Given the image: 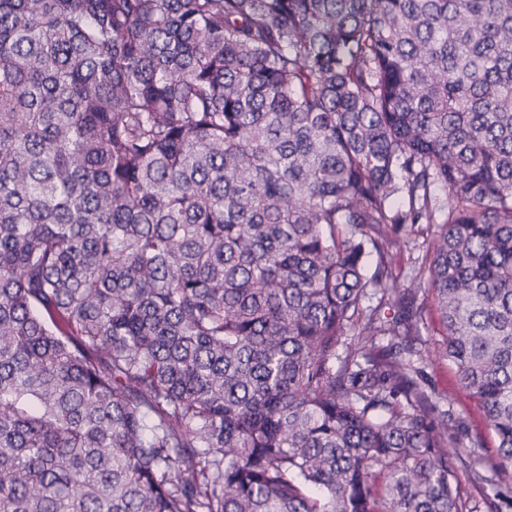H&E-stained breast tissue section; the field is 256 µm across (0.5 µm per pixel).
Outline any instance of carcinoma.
<instances>
[{"label": "carcinoma", "mask_w": 512, "mask_h": 512, "mask_svg": "<svg viewBox=\"0 0 512 512\" xmlns=\"http://www.w3.org/2000/svg\"><path fill=\"white\" fill-rule=\"evenodd\" d=\"M509 469L512 0H0V512H512ZM424 322L417 340V347L426 355L423 363L418 365L424 373V385L439 398L443 409L450 407L456 417L466 422L471 435H482L483 447L476 448L472 456V463L482 467L488 459H495L497 441L487 428L483 413L475 400L460 384L455 366L435 357V352L439 350L443 340L438 314L431 311Z\"/></svg>", "instance_id": "1"}]
</instances>
